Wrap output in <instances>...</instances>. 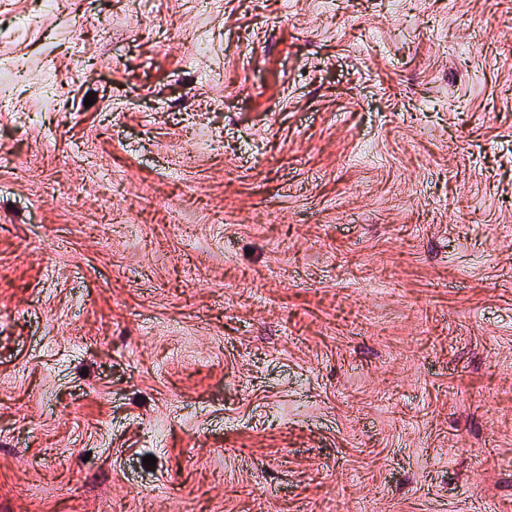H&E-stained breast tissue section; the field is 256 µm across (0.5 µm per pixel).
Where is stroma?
<instances>
[{
	"label": "stroma",
	"instance_id": "obj_1",
	"mask_svg": "<svg viewBox=\"0 0 512 512\" xmlns=\"http://www.w3.org/2000/svg\"><path fill=\"white\" fill-rule=\"evenodd\" d=\"M1 60L0 512H512V0H0Z\"/></svg>",
	"mask_w": 512,
	"mask_h": 512
}]
</instances>
